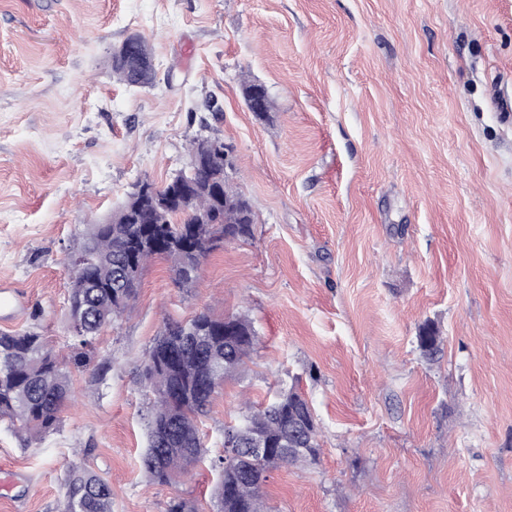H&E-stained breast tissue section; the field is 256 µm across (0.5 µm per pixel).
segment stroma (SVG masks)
<instances>
[{
	"label": "stroma",
	"mask_w": 512,
	"mask_h": 512,
	"mask_svg": "<svg viewBox=\"0 0 512 512\" xmlns=\"http://www.w3.org/2000/svg\"><path fill=\"white\" fill-rule=\"evenodd\" d=\"M132 33L145 88L112 76ZM209 135L252 236L218 242L191 288L149 263L70 365L55 430L26 446L0 421L20 475L0 512H64L73 467L109 481L112 512H217L225 425L294 384L321 455L269 471L272 512H512V0H0V331L71 355L69 255ZM204 310L247 315L261 343L199 421L203 461L159 484L138 372L165 323ZM112 74L119 83L129 87H145L152 84V47L145 37L130 35L112 49ZM417 339L419 347L429 358H432L440 351L443 342V337L440 335L438 328L429 323L420 328Z\"/></svg>",
	"instance_id": "stroma-1"
}]
</instances>
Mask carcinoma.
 Masks as SVG:
<instances>
[{
	"mask_svg": "<svg viewBox=\"0 0 512 512\" xmlns=\"http://www.w3.org/2000/svg\"><path fill=\"white\" fill-rule=\"evenodd\" d=\"M112 74L129 87L152 84V47L145 37L130 35L112 49ZM173 189L189 194L186 207L165 210L152 197H127L104 221L91 225L70 259L69 321L80 320L72 333L80 345H89L128 309L150 260H166L174 282L190 288L217 241L252 236V224L241 223L242 194L228 180L224 161L179 170ZM417 339L429 358L443 342L429 323ZM257 343L255 330L241 315L202 311L185 323L164 325L141 373L150 409L140 466L153 481L167 484L201 458L197 418L207 414L216 389L239 371ZM70 395L66 360L44 336L30 330L0 332V420H9L23 442L54 430ZM256 437L267 448L262 457L250 452ZM224 441L228 446L218 460L220 479L214 488L218 512H270L261 493L268 470L314 465L320 456L312 408L293 386L224 426ZM65 487V512H112V488L103 477L73 468Z\"/></svg>",
	"mask_w": 512,
	"mask_h": 512,
	"instance_id": "obj_1",
	"label": "carcinoma"
}]
</instances>
